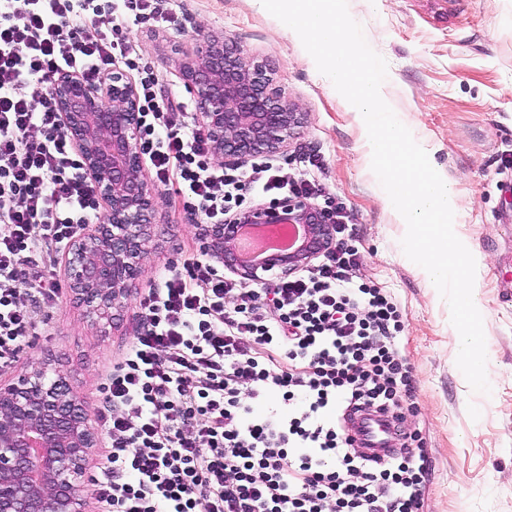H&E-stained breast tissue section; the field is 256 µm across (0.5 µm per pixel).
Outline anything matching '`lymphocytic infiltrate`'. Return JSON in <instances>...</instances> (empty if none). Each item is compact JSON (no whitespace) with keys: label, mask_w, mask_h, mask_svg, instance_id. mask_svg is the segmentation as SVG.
Returning <instances> with one entry per match:
<instances>
[{"label":"lymphocytic infiltrate","mask_w":512,"mask_h":512,"mask_svg":"<svg viewBox=\"0 0 512 512\" xmlns=\"http://www.w3.org/2000/svg\"><path fill=\"white\" fill-rule=\"evenodd\" d=\"M164 2L0 0V367L62 293L53 253L103 218L51 86L137 69L136 46L113 40L110 25L166 19ZM138 101L142 155L202 223H223L247 189L321 196L311 173L216 163L189 103L152 73ZM356 256L337 244L265 290L198 259L165 269L103 387L111 443L92 478L98 501L112 512H419L425 448L370 457L334 419L341 408L400 419L413 389L398 347L403 313L357 281Z\"/></svg>","instance_id":"f902f5d3"}]
</instances>
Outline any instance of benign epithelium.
<instances>
[{"label":"benign epithelium","instance_id":"benign-epithelium-1","mask_svg":"<svg viewBox=\"0 0 512 512\" xmlns=\"http://www.w3.org/2000/svg\"><path fill=\"white\" fill-rule=\"evenodd\" d=\"M181 78L224 164L286 151L304 115L273 86L267 62L245 56L226 39L206 37L180 66ZM63 132L83 156L105 218L87 224L67 251L75 296L99 321L113 319L142 273L156 190L143 174L141 119L134 81L118 68L99 86L76 75L58 77L51 89ZM239 224H305L306 240L292 253L261 264L242 260ZM202 254L240 281L280 278L333 247L336 225L325 209L301 197L243 207L222 224L202 225ZM100 441L66 377L41 368L0 382V512H83L86 461Z\"/></svg>","mask_w":512,"mask_h":512}]
</instances>
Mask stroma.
I'll return each instance as SVG.
<instances>
[{"label": "stroma", "mask_w": 512, "mask_h": 512, "mask_svg": "<svg viewBox=\"0 0 512 512\" xmlns=\"http://www.w3.org/2000/svg\"><path fill=\"white\" fill-rule=\"evenodd\" d=\"M171 21L124 25L140 63L162 90L189 99L178 60L203 38L233 41L267 60L306 122L282 173H306L310 155L342 208L358 250L360 281L383 289L404 314L398 338L412 369L414 412L395 424V444L419 437L429 460L423 512H512V0H348L373 50L388 63L384 92L429 160L467 202L454 231L476 247L484 332L493 352L491 394L473 392L456 365V330L437 289L401 247L405 234L366 164L359 123L348 102L321 78L298 35L256 0H168ZM143 273L110 325H98L71 289L39 312V325L12 364L10 379L50 367L68 380L92 420L104 409L103 384L135 336L140 301L172 263L199 258L198 217L186 213L174 185L158 186Z\"/></svg>", "instance_id": "1"}]
</instances>
